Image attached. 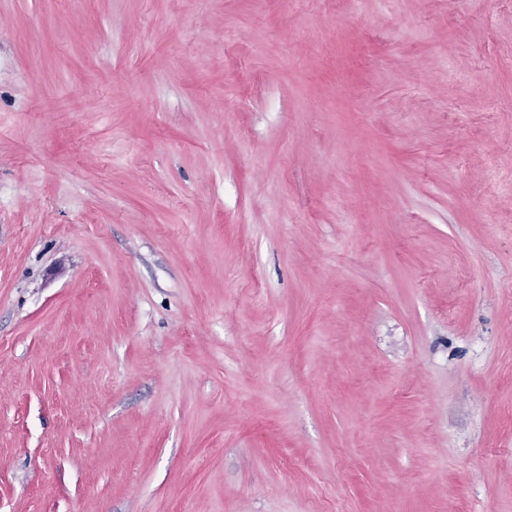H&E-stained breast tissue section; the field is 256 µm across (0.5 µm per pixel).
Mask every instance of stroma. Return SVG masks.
Returning a JSON list of instances; mask_svg holds the SVG:
<instances>
[{"label": "stroma", "instance_id": "obj_1", "mask_svg": "<svg viewBox=\"0 0 512 512\" xmlns=\"http://www.w3.org/2000/svg\"><path fill=\"white\" fill-rule=\"evenodd\" d=\"M0 512H512V0H0Z\"/></svg>", "mask_w": 512, "mask_h": 512}]
</instances>
